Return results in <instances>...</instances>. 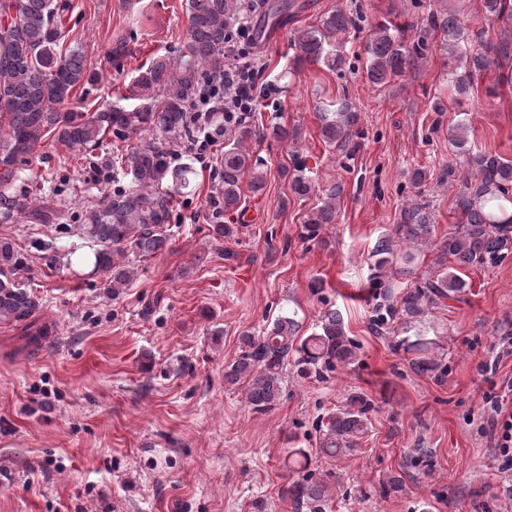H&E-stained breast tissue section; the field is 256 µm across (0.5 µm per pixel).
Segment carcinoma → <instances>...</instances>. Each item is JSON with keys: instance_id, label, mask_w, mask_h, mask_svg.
<instances>
[{"instance_id": "obj_1", "label": "carcinoma", "mask_w": 512, "mask_h": 512, "mask_svg": "<svg viewBox=\"0 0 512 512\" xmlns=\"http://www.w3.org/2000/svg\"><path fill=\"white\" fill-rule=\"evenodd\" d=\"M305 4L297 0H187V42L173 55H159L128 86L130 98L144 105L109 108L97 112L65 111L62 106L77 90L96 84L100 75L79 49L61 50L62 16L73 9L70 0H0V186L9 188L21 179L22 166L46 138L71 149L97 150L108 135L122 146L117 171L112 173V190L97 203L79 212L74 235L85 241L76 248L62 249L52 241L34 239L31 247L42 253L48 267L72 266L90 269L101 277L108 292L116 296L134 278L133 260L161 252L172 240L176 219L173 200L193 192L197 171L190 161L176 166L167 161L166 149L155 142L132 144L130 140L146 131L175 136L185 143L206 136L224 140V155L214 169L220 190L211 201L212 235L230 238L238 225L231 216L242 207L241 183L249 179L253 192L264 189L267 171L264 161L245 144L271 135L288 138V131L276 123L253 124L254 113L235 115L233 121L210 119L199 111L201 98L229 68L232 39L247 32L253 40L264 35L258 20L271 26ZM488 22L500 27V39L491 42L485 31L471 42L463 21L453 11L431 13L427 22L406 29L379 22L370 29L364 50L368 59V80L383 85L414 68L435 41L448 51V76L453 89L466 95L475 79L500 61L512 60V4L509 0H484ZM360 13L338 8L322 18L318 26L294 28L289 42L301 55L295 65L323 64L337 73L351 66L346 56L327 49L331 40L351 31H362ZM412 31L406 35V31ZM323 140L336 146L346 160L360 148V114L347 102L338 100L320 112ZM457 153L467 156L472 177L463 180L455 199L459 223L439 244L430 270L408 287L400 280L414 275L418 266L414 248L430 242L434 231L429 201L423 199L426 173L411 175L415 194L401 208L394 233L378 240L371 265L373 306L370 326L385 336L400 325L406 336L396 347L412 354L413 370L428 374L441 383L448 376L442 361L429 357L437 343L424 337L420 324L431 311L447 300H460L469 287L465 271L499 265L512 253V161L496 154L467 147L460 134L451 135ZM291 191L303 198L315 188L305 174V165L294 161ZM342 188L327 189L322 204L307 214L300 238L314 241L325 225L336 219V199ZM33 224H51L55 211L27 193L0 192V223L16 217ZM28 257L9 236L0 237V322H25L36 341L48 335V328H34L41 301L14 278L28 268ZM297 314L279 315L258 334L241 337L240 357L226 367L224 380L244 384L247 402L256 412L272 411L280 400L282 374L293 361L301 379L326 381L337 367L354 363L358 344L345 335L339 312L325 314L320 329L300 337ZM372 400L351 393L346 405L326 419H318L322 432L320 451L336 456L357 447L368 429ZM287 493L296 512H329L325 485L308 466L297 471Z\"/></svg>"}]
</instances>
